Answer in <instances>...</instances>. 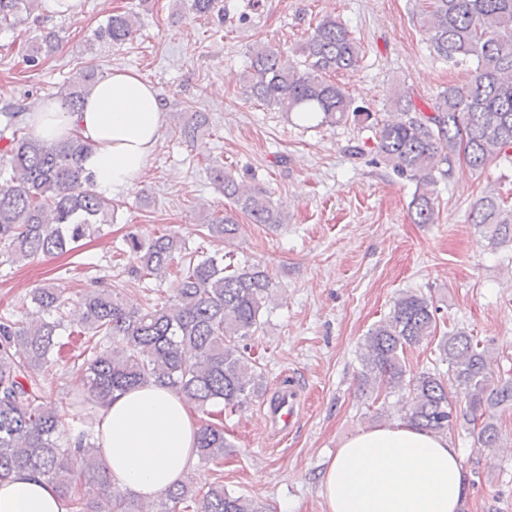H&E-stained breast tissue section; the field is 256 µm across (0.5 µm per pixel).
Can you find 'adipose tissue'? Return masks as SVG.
<instances>
[{
	"label": "adipose tissue",
	"instance_id": "adipose-tissue-1",
	"mask_svg": "<svg viewBox=\"0 0 512 512\" xmlns=\"http://www.w3.org/2000/svg\"><path fill=\"white\" fill-rule=\"evenodd\" d=\"M159 91L132 70L95 84L82 108L64 110L60 97L28 116L33 138L78 136L92 149L84 165L97 188L136 190L161 136ZM199 423L172 389L152 382L99 406L96 432L102 461L116 487L156 498L184 479L197 461ZM467 480L448 438L402 421L363 429L338 448L321 474L326 512H459ZM0 512H68L55 486L28 471L0 483Z\"/></svg>",
	"mask_w": 512,
	"mask_h": 512
}]
</instances>
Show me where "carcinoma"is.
<instances>
[{
    "mask_svg": "<svg viewBox=\"0 0 512 512\" xmlns=\"http://www.w3.org/2000/svg\"><path fill=\"white\" fill-rule=\"evenodd\" d=\"M41 7L40 0H0V30H10ZM138 13L118 11L94 32L93 40L122 43L138 31ZM424 32L433 55L451 63L473 61L463 88L439 92L431 112H418L406 92L392 93L398 117L385 119L353 106L343 89L327 80L359 62L361 42L335 17H324L298 49L305 68L290 63L269 44L252 48L244 72V94L268 108L336 125L353 121L374 131L379 157L416 184L411 209L416 224L438 219L435 187L454 158L476 170L512 152V0H429ZM57 48L56 36L31 45L27 62L39 65ZM101 77L85 65L72 79L64 108L77 111ZM19 102L0 108V162L8 174L0 187V247L15 262L71 252L87 236L112 223V201L94 190L83 167L90 146L79 137L37 140L23 132ZM182 132L194 139L207 124L202 112L182 114ZM210 178L224 188L230 205L214 212L204 228L230 246L242 230L235 213L253 224H284L270 193L248 189L222 165ZM474 222L490 244L512 240V209L494 194L479 199ZM131 274L137 280L180 278L175 303L128 304L110 285L72 301L65 289H35L34 310L14 320L0 316V481L31 471L54 483L73 512H265L264 507L213 482L197 487L192 478L144 502L113 490L92 426L70 427L66 414L46 404L49 356L63 346L61 331L84 336L85 400L96 405L153 380L179 394L199 412L219 417L259 393L263 378L248 340L262 331L273 283L258 263L234 261L231 252L192 251L179 234L126 239ZM229 263H224V259ZM437 310L421 293L400 294L391 314L365 336L359 388L391 394L404 391V420L432 434L446 435L457 423L468 426L480 448L500 440L499 414L512 408V377L491 370L489 348L464 330L444 333L437 344L448 372L409 374L404 351L436 336ZM68 438L62 439V433ZM229 443L219 422L200 425L195 448L203 462L224 459ZM94 482L102 496L87 501L79 488Z\"/></svg>",
    "mask_w": 512,
    "mask_h": 512,
    "instance_id": "carcinoma-1",
    "label": "carcinoma"
}]
</instances>
